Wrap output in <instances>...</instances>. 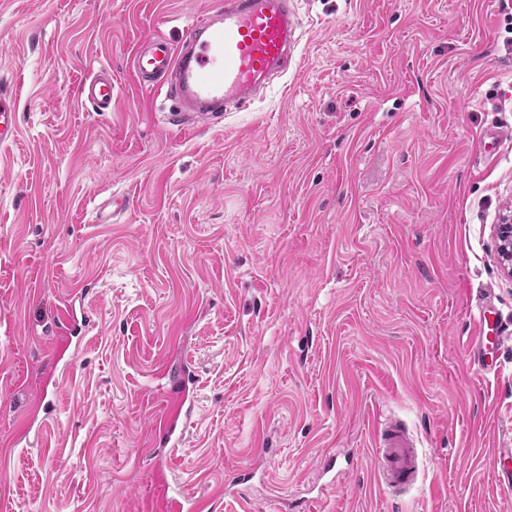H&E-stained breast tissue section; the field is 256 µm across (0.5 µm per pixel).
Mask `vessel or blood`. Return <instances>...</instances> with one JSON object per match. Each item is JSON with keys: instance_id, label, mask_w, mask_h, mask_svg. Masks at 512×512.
I'll use <instances>...</instances> for the list:
<instances>
[{"instance_id": "1", "label": "vessel or blood", "mask_w": 512, "mask_h": 512, "mask_svg": "<svg viewBox=\"0 0 512 512\" xmlns=\"http://www.w3.org/2000/svg\"><path fill=\"white\" fill-rule=\"evenodd\" d=\"M298 20L293 0H224L184 28L178 43L153 33L141 37L132 56V71L140 85L150 87L165 78L175 102L169 122L181 132L196 120L219 123L229 105H244L261 96L273 79L288 70L297 40ZM82 97L97 111L112 109V76L97 73L83 84ZM19 115L14 94L0 90V144L13 142ZM494 297L484 292L478 302L473 331L464 343L470 363L483 373L499 372L495 359L512 349V325L494 317ZM89 319L88 306L67 305L60 331L77 335ZM377 472L389 494L414 487L421 460L407 426L390 415L374 424Z\"/></svg>"}]
</instances>
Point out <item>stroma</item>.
Here are the masks:
<instances>
[{
	"label": "stroma",
	"mask_w": 512,
	"mask_h": 512,
	"mask_svg": "<svg viewBox=\"0 0 512 512\" xmlns=\"http://www.w3.org/2000/svg\"><path fill=\"white\" fill-rule=\"evenodd\" d=\"M221 3L0 0L20 120L0 146V506L153 512L167 484L236 512L224 481L258 465L248 512H512L494 476L512 353L483 375L463 350L477 291L512 322V142L483 148L512 125L502 0H295L287 78L183 133L131 56ZM102 70L108 112L79 94ZM113 193L131 206L98 223ZM80 295L75 346L55 326ZM186 360L197 415L182 447L153 448ZM378 410L420 441L423 480L398 498Z\"/></svg>",
	"instance_id": "1"
}]
</instances>
